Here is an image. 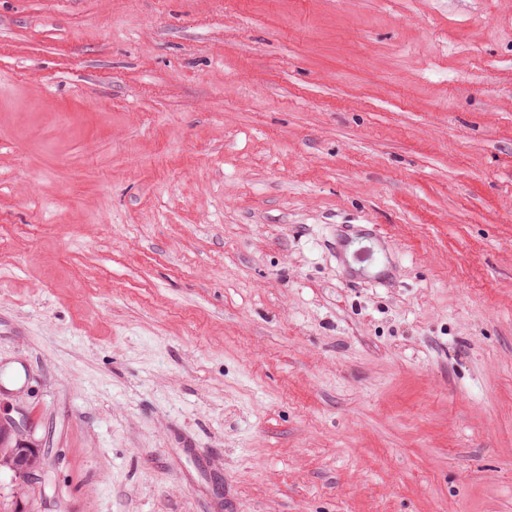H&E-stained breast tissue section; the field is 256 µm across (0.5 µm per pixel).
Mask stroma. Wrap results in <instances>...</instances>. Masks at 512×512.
<instances>
[{"instance_id": "obj_1", "label": "stroma", "mask_w": 512, "mask_h": 512, "mask_svg": "<svg viewBox=\"0 0 512 512\" xmlns=\"http://www.w3.org/2000/svg\"><path fill=\"white\" fill-rule=\"evenodd\" d=\"M0 408V512H512V0H0ZM20 441L14 448H7L3 456L0 448L1 464L6 460L16 476L27 482L38 480L42 472L41 449Z\"/></svg>"}]
</instances>
